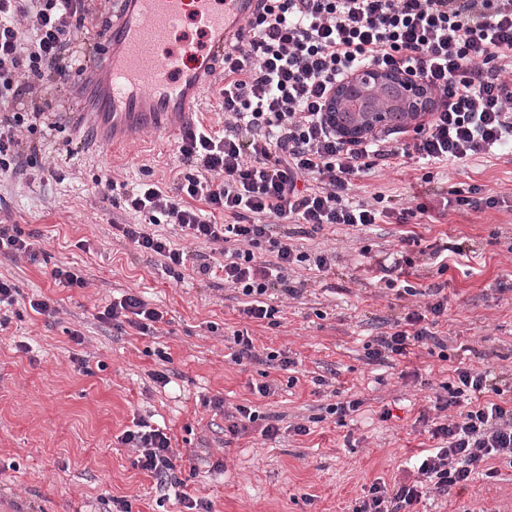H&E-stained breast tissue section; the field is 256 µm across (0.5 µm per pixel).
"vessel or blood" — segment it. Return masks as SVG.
I'll return each mask as SVG.
<instances>
[{
	"label": "vessel or blood",
	"mask_w": 512,
	"mask_h": 512,
	"mask_svg": "<svg viewBox=\"0 0 512 512\" xmlns=\"http://www.w3.org/2000/svg\"><path fill=\"white\" fill-rule=\"evenodd\" d=\"M259 0H113L112 23L95 108L85 134L113 147L135 136H177L192 120L211 80V69L238 40ZM200 25L202 39L174 49L172 34L185 18Z\"/></svg>",
	"instance_id": "b4317fda"
}]
</instances>
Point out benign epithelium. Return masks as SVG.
I'll use <instances>...</instances> for the list:
<instances>
[{
    "label": "benign epithelium",
    "instance_id": "7a95c632",
    "mask_svg": "<svg viewBox=\"0 0 512 512\" xmlns=\"http://www.w3.org/2000/svg\"><path fill=\"white\" fill-rule=\"evenodd\" d=\"M398 86L401 95L402 120L399 126L405 127L416 122L431 104L432 95L427 89L416 83L410 76L381 70L358 71L349 77L333 91L326 111L330 112L331 121H336L335 111L345 109L349 105L348 93L360 89L373 100V107L363 114L352 127L336 125L338 132L345 139L369 138L382 129L391 127L390 117L393 114L394 103L382 98L383 89L389 85Z\"/></svg>",
    "mask_w": 512,
    "mask_h": 512
}]
</instances>
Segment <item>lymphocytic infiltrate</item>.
Masks as SVG:
<instances>
[{
    "label": "lymphocytic infiltrate",
    "instance_id": "1",
    "mask_svg": "<svg viewBox=\"0 0 512 512\" xmlns=\"http://www.w3.org/2000/svg\"><path fill=\"white\" fill-rule=\"evenodd\" d=\"M90 15L86 0H0V177L20 172L24 155L38 156L32 136L47 118L22 106L46 80L81 79L87 58L72 44ZM361 68L407 73L427 85L438 103L416 124L411 142L387 135L347 141L325 116L336 84ZM219 91L223 132L204 124L186 129L177 146L191 166L173 189L142 183L123 193L139 224H124L125 239L160 256L166 270L184 266L183 250L156 233L174 224L185 236L215 246L224 258L225 286L244 314L274 320L275 294L297 297L290 276L305 263L327 271L333 255L310 254L291 243L288 224L311 231L328 224L366 227L382 210L352 205V181L369 167L416 157L461 163L512 146V0H260L239 43L224 52ZM225 223H218L217 214ZM424 310L393 321L366 347L370 361L404 357L433 345L447 360L434 320L448 310L439 289H427ZM99 321L154 334L163 314L127 293L104 307ZM430 429L429 449L406 481L372 484L354 512H411L424 495L472 482L481 463L512 457V400L499 399L488 371L458 367L444 383ZM137 448V465L161 491L181 489L176 456L163 429L138 420L120 437ZM188 512L211 505L183 493Z\"/></svg>",
    "mask_w": 512,
    "mask_h": 512
}]
</instances>
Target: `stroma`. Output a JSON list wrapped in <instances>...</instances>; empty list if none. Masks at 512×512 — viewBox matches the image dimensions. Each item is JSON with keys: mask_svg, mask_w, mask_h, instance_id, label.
<instances>
[{"mask_svg": "<svg viewBox=\"0 0 512 512\" xmlns=\"http://www.w3.org/2000/svg\"><path fill=\"white\" fill-rule=\"evenodd\" d=\"M34 107L58 122L42 152L60 179L39 167L0 178V224L40 234L37 262L0 257V277L20 295L0 330V512H106L110 498L131 512H188L162 498L154 479L135 464L138 453L121 444L133 420L166 427L180 477L211 512H353L372 483L394 485L415 457L434 442L426 431L436 390L458 364L490 372L512 398V153L478 154L458 165L411 159L375 167L356 178L354 203L381 195L387 208L424 202L419 223L394 219L358 229L331 224L294 236L299 250L328 251L329 271L296 268L305 283L297 298L279 297L276 324L240 314L235 292L201 268L217 259L211 249L184 239L179 227L158 226L187 254L177 273L158 256L140 251L119 227L139 223L121 191L103 193L102 176L117 182L172 186L189 173L175 157V138L147 134L123 153L86 140L78 126L89 111L80 86L45 83ZM480 188L495 207L458 203V192ZM410 240H403V233ZM459 245L461 264L438 273L434 250ZM408 257L402 275L417 295L396 297L381 282L380 266ZM79 268L85 287L54 283L57 266ZM443 286L448 314L438 331L449 361L416 350L394 363H372L365 347L394 320L425 305L423 289ZM135 292L164 320L156 335L100 322L98 312ZM49 298L57 310L35 313L31 298ZM248 330L257 358L232 362L224 338ZM80 341H73L72 333ZM279 352L288 369L267 361ZM166 372L168 384L152 380ZM271 383L266 398L253 385ZM225 407L258 406L281 418L276 438L259 430L224 431ZM362 399L345 418L327 405ZM308 425L305 435L293 425ZM418 512H512V460L495 458L467 488L429 493Z\"/></svg>", "mask_w": 512, "mask_h": 512, "instance_id": "1", "label": "stroma"}]
</instances>
